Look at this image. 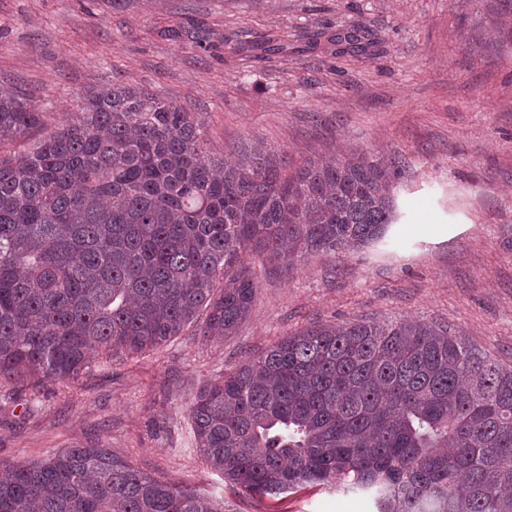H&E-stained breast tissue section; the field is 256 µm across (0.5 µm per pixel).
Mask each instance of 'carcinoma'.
<instances>
[{
	"mask_svg": "<svg viewBox=\"0 0 512 512\" xmlns=\"http://www.w3.org/2000/svg\"><path fill=\"white\" fill-rule=\"evenodd\" d=\"M38 112L0 96V142ZM396 165L300 166L261 144L231 164L194 113L123 84L33 148L0 156V377L78 376L94 348L139 354L205 314L247 319L254 254L286 269L383 237ZM206 466L251 495L323 486L376 512H512V366L437 325L315 324L203 389L189 409ZM0 512H224L109 448L0 467Z\"/></svg>",
	"mask_w": 512,
	"mask_h": 512,
	"instance_id": "obj_1",
	"label": "carcinoma"
}]
</instances>
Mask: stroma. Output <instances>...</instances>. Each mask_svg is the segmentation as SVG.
<instances>
[{
    "mask_svg": "<svg viewBox=\"0 0 512 512\" xmlns=\"http://www.w3.org/2000/svg\"><path fill=\"white\" fill-rule=\"evenodd\" d=\"M268 40L287 44L264 54ZM114 84L157 93L202 124L218 160L254 144L298 163L368 155L400 170L383 240L250 259L257 288L235 335L200 324L139 355L93 353L44 386L0 381V463L98 444L224 512H372L308 487L283 500L230 489L203 463L189 408L211 383L314 323L443 326L512 365V10L504 0H0V93L40 122L29 149Z\"/></svg>",
    "mask_w": 512,
    "mask_h": 512,
    "instance_id": "obj_1",
    "label": "stroma"
}]
</instances>
